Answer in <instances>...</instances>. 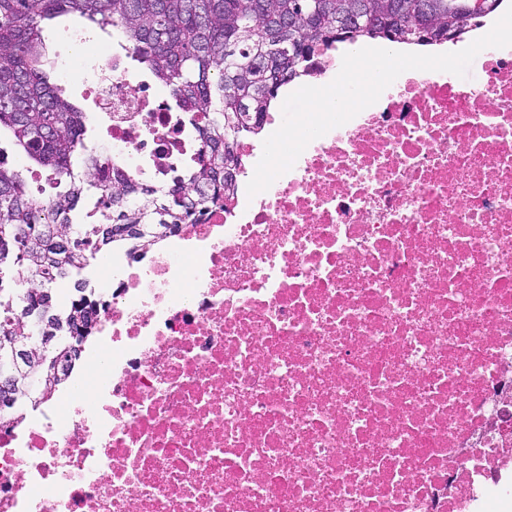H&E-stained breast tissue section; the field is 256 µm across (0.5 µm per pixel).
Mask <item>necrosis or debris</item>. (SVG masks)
Masks as SVG:
<instances>
[{
    "label": "necrosis or debris",
    "instance_id": "necrosis-or-debris-1",
    "mask_svg": "<svg viewBox=\"0 0 512 512\" xmlns=\"http://www.w3.org/2000/svg\"><path fill=\"white\" fill-rule=\"evenodd\" d=\"M353 43L311 58L339 73ZM402 73L256 196L100 258L74 390L0 429V512H512V49ZM106 162L194 116L101 45Z\"/></svg>",
    "mask_w": 512,
    "mask_h": 512
}]
</instances>
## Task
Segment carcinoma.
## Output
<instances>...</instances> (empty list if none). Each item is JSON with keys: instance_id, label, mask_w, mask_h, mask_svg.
<instances>
[{"instance_id": "1", "label": "carcinoma", "mask_w": 512, "mask_h": 512, "mask_svg": "<svg viewBox=\"0 0 512 512\" xmlns=\"http://www.w3.org/2000/svg\"><path fill=\"white\" fill-rule=\"evenodd\" d=\"M363 0L360 18H345L352 0H0V130L19 156L46 174L53 192L29 188L0 151V373H11L4 339L36 336L20 318L36 304L58 311L50 285L85 265L88 257L133 242L149 249L192 220L193 212L235 196L224 172L241 165L240 138L259 134L280 88L295 78L316 48L361 38L438 45L448 27L466 33L468 20L489 15L504 0ZM77 14L110 25L122 45L179 106L198 114L195 165L171 184L131 180L112 167L107 192L96 160L76 171L71 157L83 148L86 113L64 99L44 69L42 24ZM114 224H143L144 240L112 232ZM70 299L61 332L92 335V310L81 284ZM24 401L50 400L69 378L44 362L17 373Z\"/></svg>"}]
</instances>
